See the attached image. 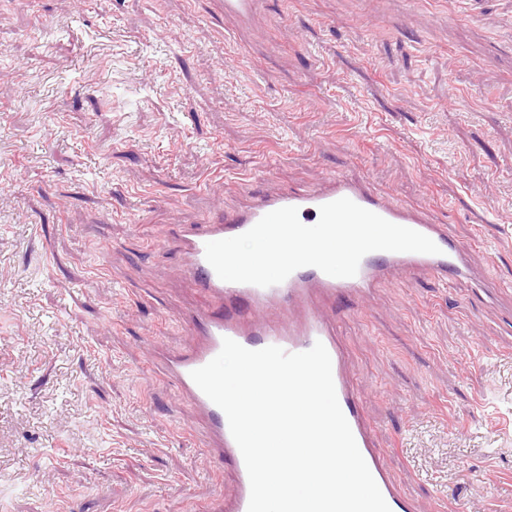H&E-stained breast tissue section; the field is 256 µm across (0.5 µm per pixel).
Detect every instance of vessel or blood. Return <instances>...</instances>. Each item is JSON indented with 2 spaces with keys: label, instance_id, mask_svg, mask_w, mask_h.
Segmentation results:
<instances>
[{
  "label": "vessel or blood",
  "instance_id": "obj_1",
  "mask_svg": "<svg viewBox=\"0 0 512 512\" xmlns=\"http://www.w3.org/2000/svg\"><path fill=\"white\" fill-rule=\"evenodd\" d=\"M225 17L245 28L257 30L266 11V0H219ZM240 200L194 224L180 225L173 243L184 261L180 269L190 287L200 289L206 304L192 315L193 338L183 353L167 354L159 343H149L152 365L179 390L181 399L201 416L210 439L213 461L231 463L235 473V492L231 501L216 499L210 512H248L249 478L241 452L234 441L224 412L192 380L191 371L212 360L220 351L223 338H230L247 349L270 345L296 353L322 342L332 363V375L340 407L391 512H414L391 478L382 449L366 420L361 395L348 371L347 360L336 333V325L324 313L323 304L370 292L380 281L394 274L427 275L438 279L469 276L470 248L457 239L444 224H432L422 211L390 200L374 187L368 177L331 176L326 185L303 191L266 194L256 191L251 182L241 183ZM349 198L386 220L416 230L439 247V254L376 251L360 262L352 278H334L314 267L293 272L284 282L267 288L221 280L205 258L208 242L240 235L266 213L287 206L298 209L303 224L319 219L321 205Z\"/></svg>",
  "mask_w": 512,
  "mask_h": 512
}]
</instances>
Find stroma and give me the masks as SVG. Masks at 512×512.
<instances>
[{"instance_id":"35a3bbf8","label":"stroma","mask_w":512,"mask_h":512,"mask_svg":"<svg viewBox=\"0 0 512 512\" xmlns=\"http://www.w3.org/2000/svg\"><path fill=\"white\" fill-rule=\"evenodd\" d=\"M0 0V512H208L234 471L150 364L179 225L369 176L471 244L330 314L415 512H512V0ZM224 17L231 18L250 30L259 31L266 11L267 0H217Z\"/></svg>"}]
</instances>
